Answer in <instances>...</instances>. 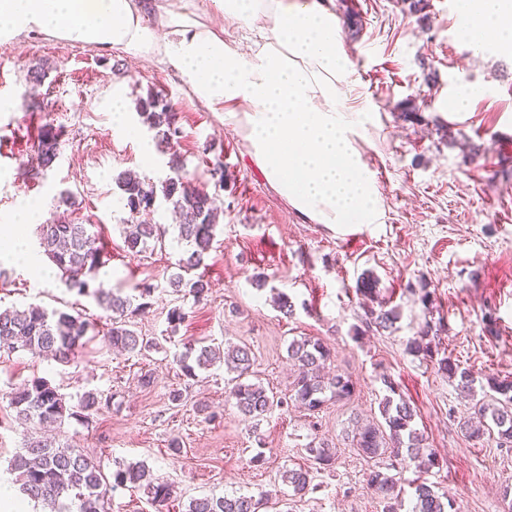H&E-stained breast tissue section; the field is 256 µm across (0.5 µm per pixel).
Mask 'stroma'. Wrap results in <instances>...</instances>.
<instances>
[{
  "label": "stroma",
  "mask_w": 512,
  "mask_h": 512,
  "mask_svg": "<svg viewBox=\"0 0 512 512\" xmlns=\"http://www.w3.org/2000/svg\"><path fill=\"white\" fill-rule=\"evenodd\" d=\"M142 3L152 28L167 11L220 26L214 0ZM424 4L416 12L405 0H333L354 50V93L374 114L363 148L385 198L383 223L341 232L307 222L287 204L252 161L241 132L192 94L167 57H136L121 47L40 33L0 45V100L16 103L0 111V239L37 249L35 225L7 221L27 199L41 203L42 219L67 213L91 225L107 253L97 280L126 291L152 284L136 328L161 341L160 349L120 356L94 335L69 364L25 351L0 357V477L8 475L23 443L9 395L42 377L75 398L91 389L108 396V406L90 419L66 422L59 439L94 456L108 473L120 463H144L153 478L174 487L164 512H186L190 500L204 494L262 491L279 498L281 512H383L365 481L374 462L353 448L348 431L357 416L381 422L385 374L413 404V425L436 451L439 464L426 478L446 493L451 512H512V445L494 436L468 439L462 425L474 397L459 395L436 363L406 351L425 326H437L440 355L473 374L475 397L484 396L488 378L512 379V48L476 52L459 33L453 0ZM35 67L46 71L37 86L29 80ZM463 81L482 85L484 93L467 112L450 113L447 92ZM116 91L133 119L139 99L165 95L178 114V150L188 177L221 209L217 244L207 259L210 291L201 302L168 285L185 247L167 203L157 201L140 217L165 227L162 242L137 256L124 248L130 215L117 175L135 171L158 183L169 168L167 155L149 163L143 158L142 142L152 132L132 139L115 127ZM33 99L40 110H27ZM407 108L420 114L419 122L405 120ZM46 123L62 130L60 157L36 176L37 133ZM64 191L75 195L78 210L61 203ZM256 275L266 277L267 289L253 287ZM365 276L377 281L369 299L357 291ZM423 286L431 303L419 299ZM277 291L293 302L291 316L274 306ZM31 304L77 310L93 320L103 315L58 275L44 279L7 265L0 309ZM177 306L189 317L173 331L167 317ZM380 307L399 309L393 329L366 328L365 311ZM490 318L493 336L485 331ZM300 336L328 345L331 369L355 385L351 399L328 401L315 414L290 403L256 424L226 401L223 370L193 380L173 361L190 340L246 346L255 377L285 397L295 379L287 348ZM147 373L154 381L144 387L139 379ZM175 390L183 395L178 406L170 401ZM200 400L216 421L197 412ZM316 438L334 446L336 461L315 470L316 491L294 494L281 475L312 467L307 447ZM257 455L258 466L252 462Z\"/></svg>",
  "instance_id": "1"
}]
</instances>
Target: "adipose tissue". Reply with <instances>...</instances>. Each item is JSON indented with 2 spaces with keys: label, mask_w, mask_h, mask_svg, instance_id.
Here are the masks:
<instances>
[{
  "label": "adipose tissue",
  "mask_w": 512,
  "mask_h": 512,
  "mask_svg": "<svg viewBox=\"0 0 512 512\" xmlns=\"http://www.w3.org/2000/svg\"><path fill=\"white\" fill-rule=\"evenodd\" d=\"M226 26L258 30L249 49L169 15L170 34L143 22L137 0H0V43L38 31L163 54L193 94L239 128L253 162L288 204L331 228L380 224L384 199L364 156L372 115L350 103L352 60L327 0H217ZM459 30L512 47V0H457Z\"/></svg>",
  "instance_id": "1"
}]
</instances>
